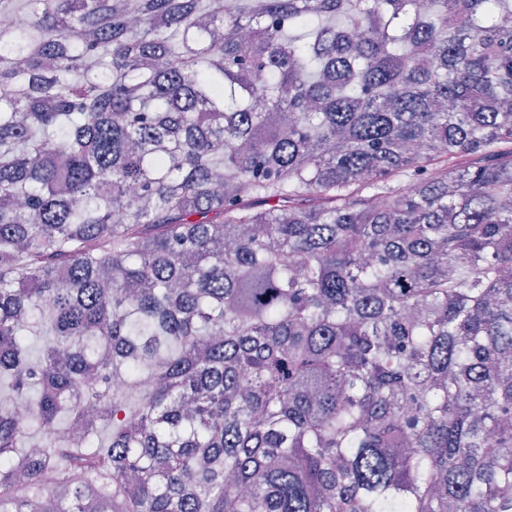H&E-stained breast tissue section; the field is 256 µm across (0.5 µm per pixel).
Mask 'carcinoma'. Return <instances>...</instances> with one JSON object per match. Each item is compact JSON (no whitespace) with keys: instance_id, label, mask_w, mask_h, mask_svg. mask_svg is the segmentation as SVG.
<instances>
[{"instance_id":"cac0c4a2","label":"carcinoma","mask_w":512,"mask_h":512,"mask_svg":"<svg viewBox=\"0 0 512 512\" xmlns=\"http://www.w3.org/2000/svg\"><path fill=\"white\" fill-rule=\"evenodd\" d=\"M0 17V512H512V0Z\"/></svg>"}]
</instances>
